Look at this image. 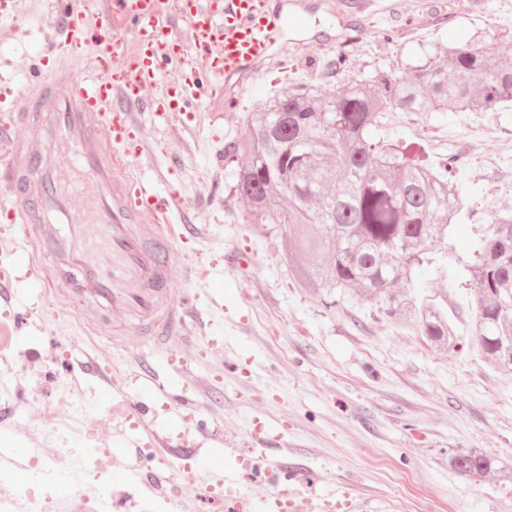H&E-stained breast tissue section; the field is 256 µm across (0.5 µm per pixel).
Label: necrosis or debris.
<instances>
[{
  "mask_svg": "<svg viewBox=\"0 0 512 512\" xmlns=\"http://www.w3.org/2000/svg\"><path fill=\"white\" fill-rule=\"evenodd\" d=\"M54 390L59 412L50 425L31 427L12 410L0 420L17 442L0 449V512H117L128 494L112 485L107 449L86 439L83 431V420L96 404L71 381L57 380ZM20 470L28 481L19 495L12 484ZM64 485L70 492L63 497L59 490Z\"/></svg>",
  "mask_w": 512,
  "mask_h": 512,
  "instance_id": "1",
  "label": "necrosis or debris"
}]
</instances>
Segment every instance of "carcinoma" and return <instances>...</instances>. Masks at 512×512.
I'll return each instance as SVG.
<instances>
[{
	"label": "carcinoma",
	"instance_id": "cac0c4a2",
	"mask_svg": "<svg viewBox=\"0 0 512 512\" xmlns=\"http://www.w3.org/2000/svg\"><path fill=\"white\" fill-rule=\"evenodd\" d=\"M453 73L443 79L440 64ZM512 102V68L480 41L428 57L401 79L379 77L329 96L299 86L275 96L266 119L224 145L235 165L236 194L253 224L278 231L288 264L318 294L360 292L385 318L412 324L433 344H452L448 315L415 295L423 263L454 259L448 226L461 210L463 167L457 154L414 162L407 148L372 134L385 112H497ZM322 196L321 208L308 200ZM475 282L472 321L483 356L512 369V213L484 233L469 267ZM458 474L480 481L503 467L474 448L448 449Z\"/></svg>",
	"mask_w": 512,
	"mask_h": 512
}]
</instances>
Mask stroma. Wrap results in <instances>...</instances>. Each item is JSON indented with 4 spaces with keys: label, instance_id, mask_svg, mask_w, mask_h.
<instances>
[{
    "label": "stroma",
    "instance_id": "1",
    "mask_svg": "<svg viewBox=\"0 0 512 512\" xmlns=\"http://www.w3.org/2000/svg\"><path fill=\"white\" fill-rule=\"evenodd\" d=\"M283 21L271 58L225 82L200 111L159 117L161 95L145 87L138 111L147 145L129 154L132 173L163 175L161 190L177 193L174 225L206 228L203 239L179 242L169 255L171 286L190 306L194 321L214 329L215 344L181 334L166 346L207 388L195 418L220 429L227 443L257 458L270 430L285 435L286 465L305 477L297 493L320 502L345 483L379 512H406L416 496L421 512H512V480L491 474L478 483L448 465L452 448H476L512 467V371L491 366L471 327L474 282L469 272L474 244L491 220L512 210V158L488 165L471 155L475 136L487 153L512 142V104L499 112H449L420 116L391 112L377 138L414 147L428 158L463 157L459 174L462 210L448 232L452 264L424 267L421 298L440 304L455 331L451 346L435 347L412 326L389 322L376 300L350 293L338 301L308 293L288 273L280 234L251 223L233 191L224 145L243 137L248 120L279 93L306 85L322 94L365 83L379 75L403 78L409 67L446 51L460 36L476 37L512 52V0H271ZM31 34L15 40L0 28V57L13 81L29 74L44 33L66 38L52 0L24 18ZM344 54L347 66L326 69ZM72 272L53 284L56 297L15 328V345L36 351L21 362L29 381L21 405L34 426L53 414L52 379L76 375L67 352L92 348L125 373L144 345L124 311L99 310V333L86 335L82 308L72 301ZM127 395L113 392L114 413L93 414L90 431L107 442L114 458L150 438L149 428L130 429ZM194 460L168 472L185 493L187 512H242L244 502L272 503L265 477L243 490L210 491L193 482Z\"/></svg>",
    "mask_w": 512,
    "mask_h": 512
}]
</instances>
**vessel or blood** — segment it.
Here are the masks:
<instances>
[{
	"label": "vessel or blood",
	"mask_w": 512,
	"mask_h": 512,
	"mask_svg": "<svg viewBox=\"0 0 512 512\" xmlns=\"http://www.w3.org/2000/svg\"><path fill=\"white\" fill-rule=\"evenodd\" d=\"M61 9L67 18V44L45 35L33 85L12 90L4 109L31 120L43 112L53 114L54 136L65 149L73 181L70 187L60 186L54 166H47L41 178L43 202L38 205L21 195L20 169L0 172L13 186L0 194V217L20 231L10 252L14 275L0 281V300L16 305L26 281L39 294L51 293L53 275L40 267L38 257L63 237L67 243L58 258L79 271V295L130 312L146 343L157 347L167 336L189 328L186 303L167 286L166 255L184 232L165 221L177 205L176 196L161 192L154 181L123 175L117 164V153L143 146L135 137L138 120L132 107L143 87L162 84L166 92L156 111H198L205 102L202 87L207 77L229 79L266 59L280 34V20L267 12L264 0H180L175 13L168 11L166 0H94L90 6L85 0H64ZM117 16L124 20L125 31L114 28ZM184 25L189 28L185 39L178 34ZM128 36L134 49L124 43ZM214 45L219 51L213 55L209 49ZM63 51L82 60L80 76L50 64V56ZM72 191L85 196L87 216L77 219L69 212ZM147 211L156 215V223H140ZM75 362L82 374L98 383L102 396L122 386L135 391L130 408L136 417L148 418L155 403H162L181 432L175 436L167 427H154L153 447L172 461L195 459L204 483L224 484V468L211 451L223 436L215 429L203 433L195 427L193 408L202 384L191 372L170 359V374L163 378L145 359L118 379L110 365L84 348Z\"/></svg>",
	"instance_id": "1"
}]
</instances>
